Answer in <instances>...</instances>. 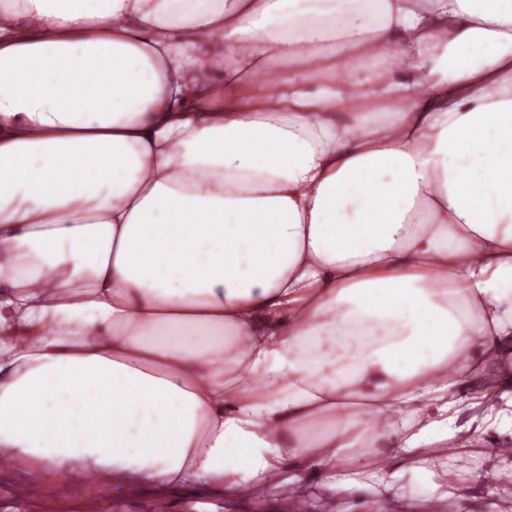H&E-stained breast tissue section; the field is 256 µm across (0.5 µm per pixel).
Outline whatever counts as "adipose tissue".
<instances>
[{
    "label": "adipose tissue",
    "mask_w": 512,
    "mask_h": 512,
    "mask_svg": "<svg viewBox=\"0 0 512 512\" xmlns=\"http://www.w3.org/2000/svg\"><path fill=\"white\" fill-rule=\"evenodd\" d=\"M463 383L512 423V0H0V465L444 504ZM403 484L407 487H412L414 493L412 497H410L411 507L409 509L403 510L405 512H426L424 510H418L419 505L424 506L426 504V500L431 496L432 484L431 481H423L421 479L411 480L410 474H406L403 479Z\"/></svg>",
    "instance_id": "obj_1"
}]
</instances>
